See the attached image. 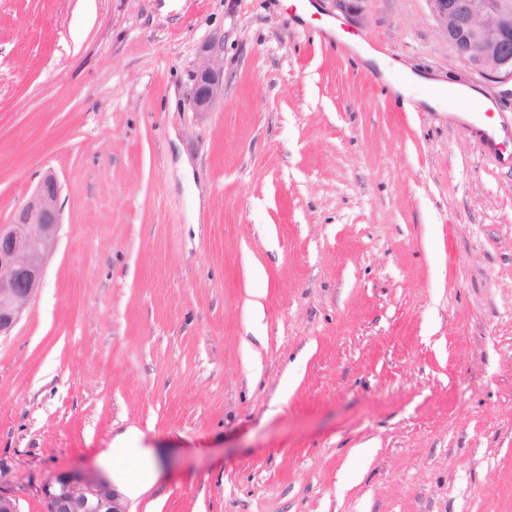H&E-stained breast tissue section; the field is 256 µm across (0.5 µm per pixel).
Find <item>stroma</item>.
<instances>
[{"mask_svg": "<svg viewBox=\"0 0 512 512\" xmlns=\"http://www.w3.org/2000/svg\"><path fill=\"white\" fill-rule=\"evenodd\" d=\"M349 46L278 0H0V224L54 174L41 288L0 336V490L45 512L134 432L129 512H512V168L365 54L492 83L426 0ZM222 49L224 97L191 111ZM223 59L221 48L204 46L196 61V81L191 94L194 112H210L213 104L224 96Z\"/></svg>", "mask_w": 512, "mask_h": 512, "instance_id": "stroma-1", "label": "stroma"}]
</instances>
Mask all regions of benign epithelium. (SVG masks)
Here are the masks:
<instances>
[{
    "label": "benign epithelium",
    "mask_w": 512,
    "mask_h": 512,
    "mask_svg": "<svg viewBox=\"0 0 512 512\" xmlns=\"http://www.w3.org/2000/svg\"><path fill=\"white\" fill-rule=\"evenodd\" d=\"M441 34L484 79L512 82V0H426ZM223 59L214 44L196 61L194 112H208L224 96ZM60 186L48 174L0 225V336L8 335L31 305L57 244ZM45 512H128L124 497L100 473L70 469L43 490Z\"/></svg>",
    "instance_id": "obj_1"
}]
</instances>
